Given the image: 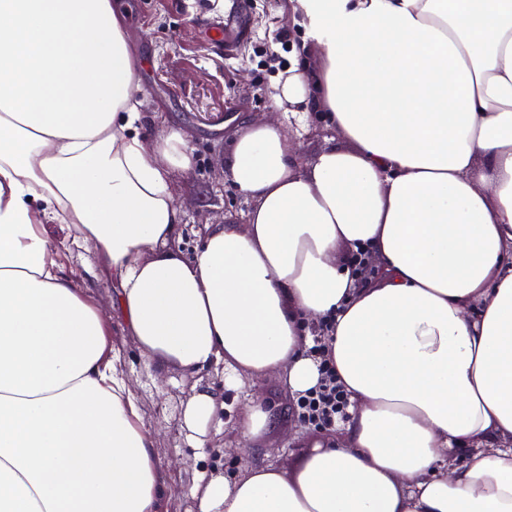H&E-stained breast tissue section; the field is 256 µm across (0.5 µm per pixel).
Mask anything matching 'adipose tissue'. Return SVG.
Returning a JSON list of instances; mask_svg holds the SVG:
<instances>
[{
  "label": "adipose tissue",
  "instance_id": "1",
  "mask_svg": "<svg viewBox=\"0 0 512 512\" xmlns=\"http://www.w3.org/2000/svg\"><path fill=\"white\" fill-rule=\"evenodd\" d=\"M318 56L236 127L253 206L184 257L188 134L153 113L114 0H0V512H158L164 473L105 311L158 372L224 364L315 388L309 325L349 395L293 475L195 484L199 512H512V0H293ZM345 141L300 163L280 113ZM93 254L69 270L49 239ZM379 269L359 282L341 251ZM115 285L109 308L78 280ZM198 388L180 431L210 443ZM467 449L464 462L452 450Z\"/></svg>",
  "mask_w": 512,
  "mask_h": 512
}]
</instances>
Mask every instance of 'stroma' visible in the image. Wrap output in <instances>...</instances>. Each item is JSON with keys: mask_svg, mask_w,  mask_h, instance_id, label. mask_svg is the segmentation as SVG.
Instances as JSON below:
<instances>
[{"mask_svg": "<svg viewBox=\"0 0 512 512\" xmlns=\"http://www.w3.org/2000/svg\"><path fill=\"white\" fill-rule=\"evenodd\" d=\"M228 7L239 9L250 31L231 57L210 36L211 26ZM124 9L139 59L145 110L162 109L171 124L188 132L196 155L192 172L173 177L175 199L185 212L178 245L189 255L207 225L243 220L253 205L223 170L232 135L228 120L274 112L270 89L277 76L294 61L314 60L316 49L294 24L290 0H125ZM288 128L304 163L336 136L318 112L309 113L303 125L289 118ZM111 328L119 366L139 400L153 434L156 459L165 472L159 512H199L189 489L200 476L220 473L234 480L253 464L290 475L315 445L338 437L335 426L316 428L294 414L297 397L283 376L269 375L235 389L225 388L219 371L201 378L174 369L161 380L120 320H113ZM201 381L224 391V429L213 436L210 447L195 449L181 436L179 418ZM256 399L273 409L281 424L270 435L248 443L239 431V410Z\"/></svg>", "mask_w": 512, "mask_h": 512, "instance_id": "obj_1", "label": "stroma"}]
</instances>
